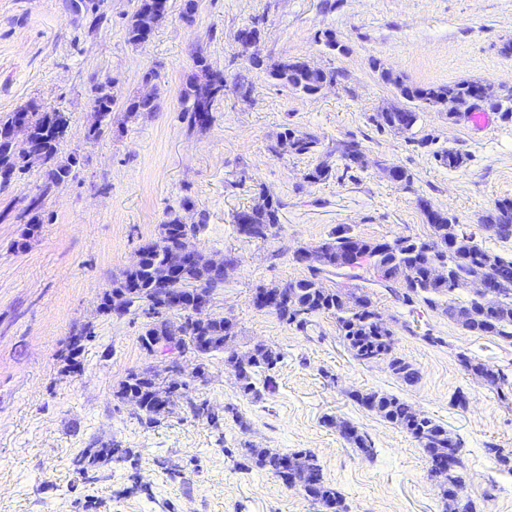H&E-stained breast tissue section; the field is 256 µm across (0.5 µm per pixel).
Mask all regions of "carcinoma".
Returning <instances> with one entry per match:
<instances>
[{"label": "carcinoma", "instance_id": "obj_1", "mask_svg": "<svg viewBox=\"0 0 512 512\" xmlns=\"http://www.w3.org/2000/svg\"><path fill=\"white\" fill-rule=\"evenodd\" d=\"M270 75L281 84L296 91L314 94L320 87L322 76L308 70L302 61H287L282 69L270 72ZM385 81L393 85L400 96L408 102H417L426 107H434L440 100L447 99L456 102L464 111L472 108L473 82L460 81L448 85L419 86L406 81L404 76L396 75L385 78ZM224 92L212 95L208 91L199 88L196 81L188 83L182 94L184 111L190 114V125L205 127L211 121L210 112L212 106ZM26 119L31 137L35 145L46 151L52 166L46 173V177L55 183L68 179L73 167L77 165V158L69 155L66 160L57 159L58 144L61 138L54 135V129L69 124V115L66 112L54 110L52 112L37 111L26 104L5 116H0V127L11 125L18 118ZM418 120V114L407 107H400L389 116L378 120L381 129H387L394 133H404L412 129ZM284 135L294 138L295 153L307 154L317 146L314 136L288 129ZM264 205H254L234 215L236 229H241L239 219L247 217V236L251 240L266 241L277 235L275 228L279 226V209L281 203L273 200L271 195L262 194ZM418 207L429 225H437L443 230L439 237L427 244L409 236H396L386 244L384 249L369 268L379 282H400L408 267H416L418 272L424 274L429 264L435 259L450 258L456 272L453 273L451 282L444 288H431L426 280L418 281V284L406 288L403 302L413 303L422 300L428 307L439 309L463 329L474 335L498 336L512 342V257L506 258L483 246L471 234L463 237L455 252H448V224L457 223L456 217L438 210L426 199H418ZM482 228L491 236L499 239L512 238V199L504 198L495 202L493 209L480 218ZM166 232L162 237V244L155 245L154 249L147 250L143 254L141 263L124 270L120 276L112 279L111 292H119L124 288L135 289L132 307L139 310L143 307L161 314L158 308L155 288H157L154 267L167 260L171 253L176 251L181 240L186 238L185 224L177 216L168 220L165 224ZM357 241L363 247H369L370 241L354 235L348 228H339L329 237L320 242L318 247L329 255L326 268L323 271L309 269V275L285 284L291 293V302L277 303L271 309L280 319L289 324L297 323L302 328L307 324V318L315 314H329L336 318V324L340 335L353 356L359 361H370L375 355L386 352L394 345V332L384 322L376 320V316L367 308H356V302L371 304L368 292L357 285H341L337 288H327L321 281V274L336 269V252ZM475 267L484 268V274L495 281L501 288V296L497 310L486 320L463 321L465 313L471 311L472 299L460 297L463 290L461 278ZM195 274L191 270H184L170 281V293L182 298L183 305L179 311L184 313V321L179 325L186 335L212 337V343L207 349L206 355L216 353L224 354V365L237 379V386L244 397L256 398L260 396L258 382H263V388L271 390L274 382L270 372L283 360V353L277 349L265 345L256 344L252 348L242 352L241 357H236L228 351L233 346L238 336L235 325L222 317H214L205 324H200L192 319L195 310L193 303L194 284L192 280ZM168 327V320H162V325L155 322L146 325L144 332L138 336L140 346L148 349L154 340V336L160 332V327ZM391 372L406 383H411L416 377V372L409 364L391 353L389 358ZM177 396L189 401V410L196 416L204 415L212 422L218 421V416L207 408L206 403H196L190 395L189 384L185 383ZM119 397L127 401L136 399L139 401V410L133 412L138 420L149 422L155 419L157 395L152 388V383L146 374L141 372L130 373L122 382L119 389ZM354 400L363 408L384 418L388 422L404 429L408 433L425 434L429 437L428 448L424 449L428 462V473H433L448 467V449L460 448L459 440L448 439V430L437 423L433 418L422 414L399 397L386 393L370 391L356 393ZM350 432L342 435V438L362 453L371 456L374 448L370 440L361 433L357 427L349 426ZM246 453L254 466L288 484L284 479V461L286 453L271 448L247 447ZM316 477L307 485L305 493L328 512H347L343 497L333 486L324 481L322 468L315 465Z\"/></svg>", "mask_w": 512, "mask_h": 512}]
</instances>
